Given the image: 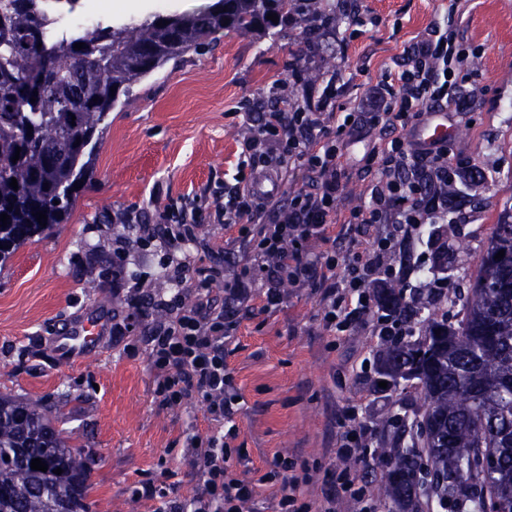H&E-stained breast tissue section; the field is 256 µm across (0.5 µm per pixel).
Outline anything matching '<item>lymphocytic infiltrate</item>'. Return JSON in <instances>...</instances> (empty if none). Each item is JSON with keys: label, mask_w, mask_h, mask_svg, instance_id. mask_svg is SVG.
<instances>
[{"label": "lymphocytic infiltrate", "mask_w": 512, "mask_h": 512, "mask_svg": "<svg viewBox=\"0 0 512 512\" xmlns=\"http://www.w3.org/2000/svg\"><path fill=\"white\" fill-rule=\"evenodd\" d=\"M405 62L387 72L372 93L350 112H342L335 82H328L318 98L273 96L262 110L244 105L249 132L240 142L236 183L212 191L214 210L204 216L197 205L164 206L150 234L169 250L196 239L205 219L237 229L248 263L233 276L222 267L176 262L175 276L191 272L195 301L156 295L143 297L129 284L123 267L112 276L123 289L128 307L147 319L150 365L156 397L166 406L200 401L208 418L221 423L235 413L238 392L224 355V341L234 328L228 308L250 303L263 294L267 305H279L284 283L309 282L320 292L325 328L343 335L365 320L376 306L377 289L403 279L393 261L402 238L422 231L427 224L448 221V207L438 187L448 180L447 145L425 147L406 140L405 131L425 115L462 112L449 88L465 82L468 74L458 64L448 35L432 29L424 39L409 43ZM385 135L368 163L375 169L368 186L369 199L351 214L354 232L366 239L356 251L338 256L331 245L330 226L341 191L339 152L346 137L361 128ZM303 169L311 185L287 200L276 199L274 186L291 171ZM328 244L312 253L310 241ZM344 276H337V268ZM223 287L224 302L216 304L214 287ZM372 429L359 419L357 408L340 415L334 453L342 460L356 459L369 450ZM189 453L203 479V490L189 505L164 503L162 512H242L256 494L251 481L231 472L233 450L223 437L211 436L191 446ZM271 479L278 484L274 512H341L342 505L359 502L354 477L342 471L325 484L319 507L303 497L298 461L279 456L272 463Z\"/></svg>", "instance_id": "obj_1"}]
</instances>
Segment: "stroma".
<instances>
[{"instance_id":"1","label":"stroma","mask_w":512,"mask_h":512,"mask_svg":"<svg viewBox=\"0 0 512 512\" xmlns=\"http://www.w3.org/2000/svg\"><path fill=\"white\" fill-rule=\"evenodd\" d=\"M352 12L370 17V25L345 18L315 31L293 18L261 33H216L136 85L112 110L94 175L68 221L0 267V392L42 400L56 427L82 446L90 512H156L162 500L134 496L145 482L171 500L198 494L188 440L222 427L199 402L160 404L148 352L134 336L104 333L99 350L67 361L48 342V330L89 312L108 325L114 311L125 310L112 283L116 261L145 288L170 293L168 253L159 242L116 254L122 227L113 224V212L150 209L232 182L246 132L233 111L242 98L266 97L282 86L289 61L306 67L304 84L293 88L297 96H320L334 77L341 101H355L401 62L405 42L435 26L447 30L471 75L458 88L469 109L452 119L459 132L448 142L449 161L484 176L473 203L449 213L442 227L454 251L446 292L466 297L499 213L512 206V0H356ZM374 139L365 133L346 145L337 222L348 221L367 199L366 156ZM227 238L223 225L207 223L185 251L228 272L241 269L246 258ZM283 296L278 306L264 308L257 298L235 312L237 327L224 346L242 397L232 442L241 456L233 469L259 484L247 512H273L277 487L263 476L278 455L304 464V498L319 506L325 482L345 466L333 448L338 414L352 405L363 408L373 440L371 454L347 466L377 512H392L375 488L390 445L389 417L414 410L417 385L381 391L375 370H363L381 345L372 334L378 312L350 335L333 336L312 285L285 286Z\"/></svg>"}]
</instances>
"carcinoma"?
<instances>
[{"instance_id": "cac0c4a2", "label": "carcinoma", "mask_w": 512, "mask_h": 512, "mask_svg": "<svg viewBox=\"0 0 512 512\" xmlns=\"http://www.w3.org/2000/svg\"><path fill=\"white\" fill-rule=\"evenodd\" d=\"M39 2L0 0V214L10 216L0 225V266L44 228L67 220L81 192L74 184L93 175L110 112L138 83L217 32L274 25L270 13L280 20L311 14L322 27L338 22L311 0H216L198 12L129 24L99 20L52 35ZM163 20L168 24L158 26ZM77 43L85 48L75 49ZM37 63L42 83L32 89L25 80ZM482 180L474 168L448 181V208L470 203ZM39 211L47 216L44 227ZM378 307L389 319L408 321L429 303L408 300L391 284L380 291ZM464 311L456 326L428 315L420 339L390 340L377 363L389 386L421 384L413 415H391L395 439L378 492L395 512L432 504L442 512H486L488 500L512 512V208L495 224ZM34 458L47 471L31 469ZM88 491L81 450L41 400L1 393L0 512H90Z\"/></svg>"}]
</instances>
